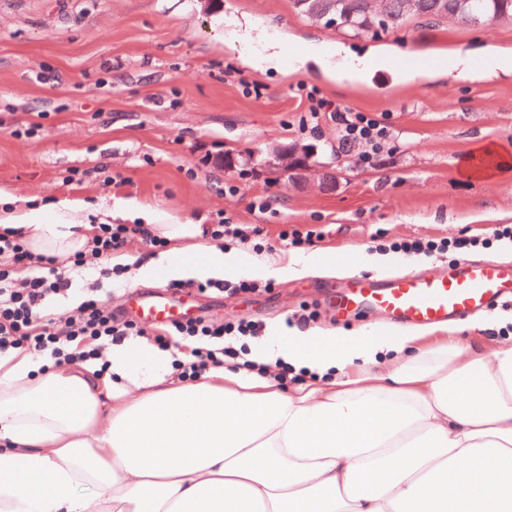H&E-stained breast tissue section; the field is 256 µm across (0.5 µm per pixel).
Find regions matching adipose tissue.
Here are the masks:
<instances>
[{
	"label": "adipose tissue",
	"mask_w": 512,
	"mask_h": 512,
	"mask_svg": "<svg viewBox=\"0 0 512 512\" xmlns=\"http://www.w3.org/2000/svg\"><path fill=\"white\" fill-rule=\"evenodd\" d=\"M335 53L350 83L391 65ZM113 217L103 201L0 187V232L38 254L87 250ZM146 221L199 271L237 264L203 225ZM184 358L144 342L51 369L0 358V512H512V343L424 347L369 327L251 347L304 375L290 390L228 365L184 379Z\"/></svg>",
	"instance_id": "1"
}]
</instances>
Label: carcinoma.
<instances>
[{
    "label": "carcinoma",
    "instance_id": "cac0c4a2",
    "mask_svg": "<svg viewBox=\"0 0 512 512\" xmlns=\"http://www.w3.org/2000/svg\"><path fill=\"white\" fill-rule=\"evenodd\" d=\"M296 9L316 19L335 20L336 27L369 31L376 27L388 29L401 25L410 11L405 0H386L384 16L375 18L368 11L366 0H294ZM414 13L420 16H451L468 22L473 17L493 23L512 17V0H415Z\"/></svg>",
    "mask_w": 512,
    "mask_h": 512
}]
</instances>
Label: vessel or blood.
<instances>
[{
    "mask_svg": "<svg viewBox=\"0 0 512 512\" xmlns=\"http://www.w3.org/2000/svg\"><path fill=\"white\" fill-rule=\"evenodd\" d=\"M508 295L512 260L481 258L460 261L448 272L431 276H361L338 290L331 306L341 319L369 313L394 323L430 327L489 312ZM131 306L144 325H170L180 319L161 293L132 298Z\"/></svg>",
    "mask_w": 512,
    "mask_h": 512,
    "instance_id": "obj_1",
    "label": "vessel or blood"
}]
</instances>
